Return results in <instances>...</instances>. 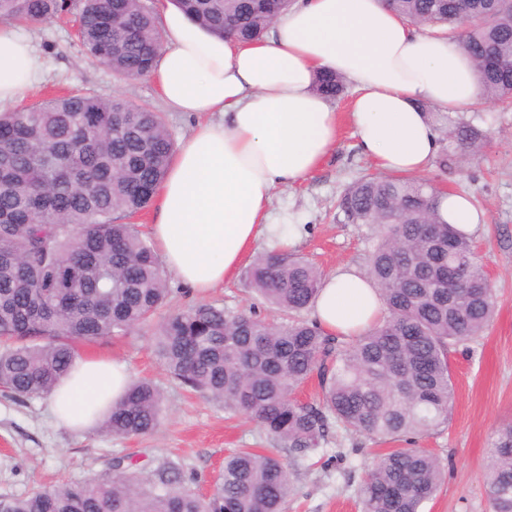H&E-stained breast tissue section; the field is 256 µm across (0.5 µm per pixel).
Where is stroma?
Masks as SVG:
<instances>
[{
    "instance_id": "1",
    "label": "stroma",
    "mask_w": 512,
    "mask_h": 512,
    "mask_svg": "<svg viewBox=\"0 0 512 512\" xmlns=\"http://www.w3.org/2000/svg\"><path fill=\"white\" fill-rule=\"evenodd\" d=\"M75 18L71 10L27 25L44 61L45 77L27 93L24 105L78 90L105 98L118 94L162 113L175 143H182L196 115L166 108L150 77L123 79L107 66L86 60L74 34ZM348 107V99L336 103L344 119L334 148L319 168L292 187L274 189L269 206L273 223L296 225L294 252L326 275L341 266L366 270L379 234L376 226L347 223L337 208L350 183L378 171L356 147ZM462 116L478 118L487 134L486 146L445 167L432 163L424 177L441 188L469 194L483 212L475 252L493 288L496 315L479 341L450 352L455 400L448 426L417 442L443 461L447 478L422 512H490L485 488L490 444L500 428L512 423V107L486 108L478 115L468 108ZM167 284L171 312L204 300L231 312L252 306L260 315H274L247 288L241 272L204 297L175 276H168ZM80 352L116 360L131 377L152 380L163 394L159 427L130 439H115L96 428L77 434L55 423L46 397L17 399L0 393V497H19L39 485L108 477L119 459L147 474L159 463H177L185 485L206 495L227 454L274 445L246 416L226 412L173 380L155 355L149 331L84 345ZM340 448L347 449L346 457H337ZM387 450L365 436L332 431L323 452L292 465L294 491L286 512H361L365 466Z\"/></svg>"
}]
</instances>
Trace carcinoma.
Instances as JSON below:
<instances>
[{
    "label": "carcinoma",
    "mask_w": 512,
    "mask_h": 512,
    "mask_svg": "<svg viewBox=\"0 0 512 512\" xmlns=\"http://www.w3.org/2000/svg\"><path fill=\"white\" fill-rule=\"evenodd\" d=\"M193 20L250 41L283 13L280 0H174ZM429 28L448 27L473 59L480 102L512 105V0H388ZM70 9L68 0H0V20L35 24ZM83 54L130 78L151 71L161 50L156 11L140 0H81ZM318 90L341 98L346 84L323 76ZM456 148L486 135L471 122L448 125ZM176 144L158 112L91 92L0 112V389L48 394L79 355L78 344L127 336L149 325L168 299L165 269L130 219L145 211ZM445 191L417 177L366 175L338 208L352 224L384 232L367 275L385 306L381 322L355 339L330 336L303 317L321 272L297 254L271 251L246 271L248 287L288 316L269 322L201 302L169 315L153 341L165 371L204 398L256 421L296 458L323 451L336 426L375 441H409L448 425L454 401L449 352L475 342L494 320L486 271L472 238L442 221ZM318 377L319 403L293 397ZM162 395L132 380L101 422L114 437L152 432ZM445 478L441 460L397 448L366 465L362 512H421ZM290 473L274 453L238 450L224 460L212 494L184 485L170 462L145 477L118 461L102 479L39 486L0 498V512H283ZM491 512H512V425L491 443L486 474Z\"/></svg>",
    "instance_id": "carcinoma-1"
}]
</instances>
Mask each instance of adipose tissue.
Wrapping results in <instances>:
<instances>
[{
  "mask_svg": "<svg viewBox=\"0 0 512 512\" xmlns=\"http://www.w3.org/2000/svg\"><path fill=\"white\" fill-rule=\"evenodd\" d=\"M158 8L165 42L150 77L170 109L209 119L195 125L168 168L151 236L164 267L200 295L223 284L259 241L290 247L267 206L275 188L305 179L336 143L338 114L315 92L318 75L352 86L357 146L388 175H422L439 155L440 135L422 104L458 112L480 95L457 40L418 32L384 0H294L252 43L213 33L170 0ZM43 77L30 34L0 22V110L21 103ZM382 313L376 289L349 267L324 278L310 309L328 333L351 337ZM127 380L114 362L77 356L49 409L60 423L86 429ZM80 388L97 398L74 414L67 402Z\"/></svg>",
  "mask_w": 512,
  "mask_h": 512,
  "instance_id": "1",
  "label": "adipose tissue"
}]
</instances>
